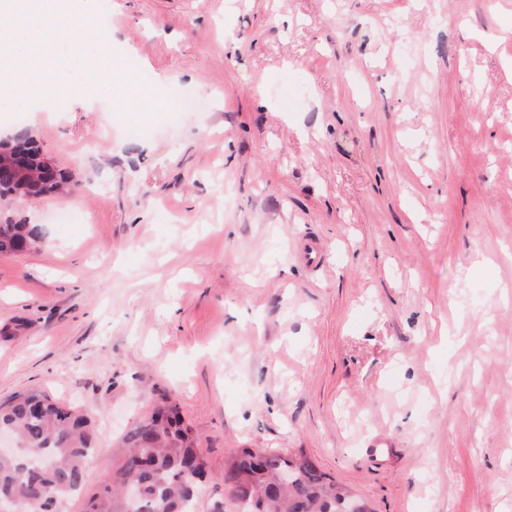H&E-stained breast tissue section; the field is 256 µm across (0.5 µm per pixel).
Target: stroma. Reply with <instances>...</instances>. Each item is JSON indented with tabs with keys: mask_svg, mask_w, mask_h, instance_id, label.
Here are the masks:
<instances>
[{
	"mask_svg": "<svg viewBox=\"0 0 512 512\" xmlns=\"http://www.w3.org/2000/svg\"><path fill=\"white\" fill-rule=\"evenodd\" d=\"M92 67L0 109L68 177L0 203V402L120 436L178 403L209 480L241 448L309 458L373 512H512V0H102ZM172 85L196 109L169 127ZM232 185V203L224 201ZM318 237L310 268L297 243ZM46 232L41 224H2L0 222V254L20 255L18 251L28 242L31 249L45 243Z\"/></svg>",
	"mask_w": 512,
	"mask_h": 512,
	"instance_id": "35a3bbf8",
	"label": "stroma"
}]
</instances>
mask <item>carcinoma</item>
<instances>
[{"mask_svg":"<svg viewBox=\"0 0 512 512\" xmlns=\"http://www.w3.org/2000/svg\"><path fill=\"white\" fill-rule=\"evenodd\" d=\"M40 224H0V254L16 255L23 243H45ZM0 431L17 448L0 454V504L18 512H57L82 490L88 455L96 445L91 417L42 391L0 404ZM208 464L178 404L164 397L122 438L112 477L91 495L84 512H194L198 483ZM224 503L239 512H348L350 489L334 482L306 456L289 457L243 448L224 461L217 482Z\"/></svg>","mask_w":512,"mask_h":512,"instance_id":"1","label":"carcinoma"}]
</instances>
